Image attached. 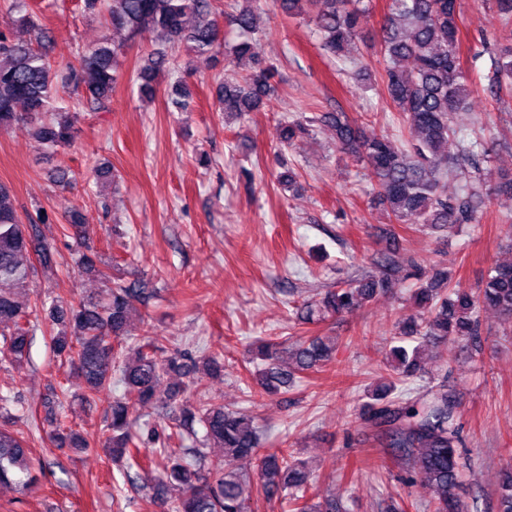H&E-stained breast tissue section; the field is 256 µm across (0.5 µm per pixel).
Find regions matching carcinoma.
<instances>
[{"label":"carcinoma","instance_id":"1","mask_svg":"<svg viewBox=\"0 0 512 512\" xmlns=\"http://www.w3.org/2000/svg\"><path fill=\"white\" fill-rule=\"evenodd\" d=\"M371 0H279L280 9L290 17H306L313 25L324 54L342 57L361 37L362 21ZM461 0H388L381 25L380 47L384 66L380 75L386 97L408 128L410 140L401 147L385 134L367 136L344 113L324 116L336 128V147L368 166L374 185L371 205L383 209L398 224H423L431 228H452L478 221L479 212L490 195L465 182L450 196L443 178L459 170L458 157L450 155L453 145L460 154L484 151L480 140L461 142L455 116L468 104L472 81L460 61ZM112 30L127 38L148 37L178 51L218 59L223 48L237 60L248 63L242 77L226 74L218 83V102L224 115L243 118L258 110L265 97L277 92L273 68L255 51V34L261 12L256 0H240L226 14L218 0H110ZM22 26L34 39L0 36V127L23 123L33 127L38 144L47 150L68 146L74 139L71 102L53 94L85 86V102L96 110L107 108L115 89L125 55V44L104 39L77 52L75 64L62 76L53 68V46L33 17L25 14ZM175 69L174 59L165 51L147 57L134 76L138 95L151 98L161 75ZM485 91L497 97L512 86V48L490 57L485 75ZM169 103L179 111L188 109L192 92L187 81H173L167 89ZM309 132V126L287 118L279 122V143L287 149L295 139ZM288 191L298 189V174L284 164L277 175ZM494 194L512 201V169L497 172ZM38 263H33L30 252ZM55 246L42 239L38 225L24 223L8 187L0 184V336L12 359L26 357L34 325L30 313L18 301V290L27 286L36 266L53 265ZM408 313L398 320L397 344L390 349L393 364L390 380L380 385L364 406V415L382 427L385 447L409 463L408 481L430 489L433 512H478L477 500L465 501L461 487L462 456L459 451L460 425L457 399L445 385L430 391L427 398L400 406L389 399L398 383L420 370L421 345L418 340L432 336L453 337L466 343L474 354L483 350L481 312L491 310L512 319V263L492 267L476 289L462 287L448 270L438 265L415 273ZM392 288L382 276H365L341 288L328 290L301 311L306 323L324 321L358 306ZM142 289L129 284L111 286L108 298L98 303L54 300L48 317L57 331L51 336L56 357L82 377L88 401L112 384V373L120 374L123 397L112 401L105 449L115 462L137 463L142 441L131 432L134 415L161 406L171 409L164 426L167 442L181 439L198 421L204 427L205 447L223 450V455L207 461L197 449L190 461L175 452L166 456L163 470L149 486L147 500L158 512H253L259 501L288 504V512H340L336 496L316 484L305 463L283 450L260 447L254 419L224 404L207 401L197 406L184 397L185 388L175 384L164 397L157 389L164 374L189 375L203 372L221 377L222 366L215 355L196 358L176 352L161 359L160 339L149 336L132 340L129 330L134 303ZM415 342L407 348L404 343ZM284 348L272 340L259 342L254 358L264 364L257 385L267 395H277L288 387V374L278 363ZM336 343L312 336L296 343L291 353L294 370L315 372L334 359ZM18 405L17 395L0 394V485H15L24 491L38 482L41 463L28 456L25 442L6 428L15 423L10 405ZM53 437L61 444L86 450L89 442L77 431L65 429L52 417ZM256 460L251 477L240 462ZM178 490L172 497L169 490ZM497 512H512V466L499 472L495 488Z\"/></svg>","mask_w":512,"mask_h":512}]
</instances>
